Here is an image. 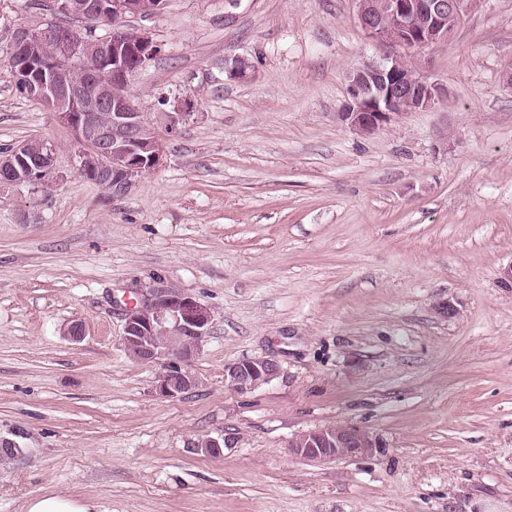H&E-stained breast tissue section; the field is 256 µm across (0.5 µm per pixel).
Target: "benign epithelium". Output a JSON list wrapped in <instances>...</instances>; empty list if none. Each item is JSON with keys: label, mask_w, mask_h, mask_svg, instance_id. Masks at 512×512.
<instances>
[{"label": "benign epithelium", "mask_w": 512, "mask_h": 512, "mask_svg": "<svg viewBox=\"0 0 512 512\" xmlns=\"http://www.w3.org/2000/svg\"><path fill=\"white\" fill-rule=\"evenodd\" d=\"M358 21L365 34L386 49L378 59L347 73L348 100L338 113L341 122L361 134H371L391 118L437 107L448 88L429 75V58L419 50L449 41L481 0H356ZM167 0H60L59 19L42 28L18 25L6 31L14 58L13 80L24 92L44 103L74 133L80 146V172L112 193L126 195L146 172L159 165L163 138L177 133L188 113L180 100L159 99L172 111L159 113L164 132L139 111L127 90L130 77L161 51L148 29L128 27L127 19H153ZM112 17V30L101 32L91 23ZM74 27L88 28L79 41L69 37ZM415 51L414 61L393 52ZM80 68L83 79L72 76ZM224 72L243 79L252 72L244 56L224 59ZM54 149L29 143L0 155V184L41 183L52 186ZM123 343L129 356L161 366L156 389L175 398L196 386V378L181 363L198 354L212 327V311L163 280L136 290L122 310ZM151 336H177L181 343L161 347ZM279 365L271 359H241L224 368V380L239 393H250L271 382ZM384 440L357 425L303 432L289 444L294 455L329 461L348 455H373Z\"/></svg>", "instance_id": "obj_1"}]
</instances>
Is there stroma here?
Instances as JSON below:
<instances>
[{
  "label": "stroma",
  "mask_w": 512,
  "mask_h": 512,
  "mask_svg": "<svg viewBox=\"0 0 512 512\" xmlns=\"http://www.w3.org/2000/svg\"><path fill=\"white\" fill-rule=\"evenodd\" d=\"M51 3L0 0V32ZM146 26L162 51L132 100L189 115L122 197L80 176L0 39V150L56 153L52 188L0 185V438L20 445L0 512L44 493L95 512H512V0L428 49L447 100L369 135L338 118L347 72L379 54L356 0H169ZM158 276L214 315L175 398L122 341ZM244 358L280 372L237 393L224 368ZM346 423L383 451L292 455Z\"/></svg>",
  "instance_id": "obj_1"
}]
</instances>
